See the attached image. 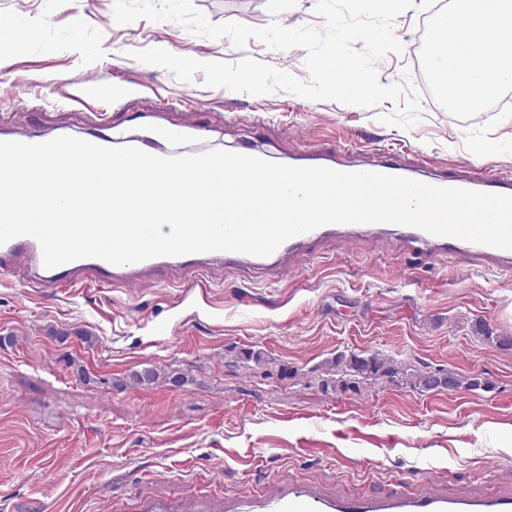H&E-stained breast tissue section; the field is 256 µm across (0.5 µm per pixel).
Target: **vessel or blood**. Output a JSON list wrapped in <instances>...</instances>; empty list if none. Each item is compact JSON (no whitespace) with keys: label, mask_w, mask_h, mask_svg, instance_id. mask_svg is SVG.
I'll list each match as a JSON object with an SVG mask.
<instances>
[{"label":"vessel or blood","mask_w":512,"mask_h":512,"mask_svg":"<svg viewBox=\"0 0 512 512\" xmlns=\"http://www.w3.org/2000/svg\"><path fill=\"white\" fill-rule=\"evenodd\" d=\"M144 136L131 139V147L146 153L170 157L182 155V143L188 138L193 123L165 124L145 120ZM298 167H326L341 172L358 170L396 177H408V167L399 161H379L358 166L341 160L335 154L301 155L294 161ZM430 185L462 188L480 192L512 195V175L465 174L433 176ZM394 232L407 243L428 249L440 259L467 260L469 264L500 274L512 273V250L474 244L458 238L436 236L421 229L390 223L327 224L284 241L272 254L260 257L239 252L210 251L179 256H159L137 265H115L100 258L77 259L54 268L45 267L39 242L30 236H18L0 245V273H14L20 260H27L36 273L32 285L41 289L61 286L84 288L101 284L113 288L143 285V272L165 270L180 274L193 273L196 281L207 283L212 272L236 267L249 272L275 268L284 254L297 253L324 238L335 236L350 243L359 237L380 232ZM140 512H512V493L477 494L462 486L452 492H440L427 486L405 491L395 490L383 496L320 497L309 485L281 483L267 495L245 496L223 505L209 499H198L184 507L171 501L156 499L144 502Z\"/></svg>","instance_id":"obj_1"}]
</instances>
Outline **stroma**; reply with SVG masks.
<instances>
[{"instance_id":"obj_1","label":"stroma","mask_w":512,"mask_h":512,"mask_svg":"<svg viewBox=\"0 0 512 512\" xmlns=\"http://www.w3.org/2000/svg\"><path fill=\"white\" fill-rule=\"evenodd\" d=\"M0 0V137L80 138L104 108L115 147L138 135L141 112L193 117L206 129L188 148L255 146L280 163L349 145L350 161L390 156L441 174L467 167L512 172V120L481 111L459 122L437 111L429 70L413 51L457 0L402 12L403 50L378 65L390 85L410 71L421 120L381 123L385 101L360 107L276 91L263 95L177 79L132 58L162 48L203 62L250 58L306 78L307 52L195 36L174 23L120 25L114 0ZM215 24L322 26L316 0L271 16L267 0H191ZM141 109L106 111L127 86ZM483 320L512 336V276L485 275L393 236L354 245L327 238L260 280L228 268L207 290L195 281L122 288L32 287L0 276V512H135L147 498L179 503L310 481L325 496L381 493L403 475L438 490H512V351L478 338ZM260 350L264 364L244 363ZM378 352L399 363L488 380L490 390L417 393L384 382L322 390L317 365L336 353ZM146 368L184 386L133 382Z\"/></svg>"}]
</instances>
